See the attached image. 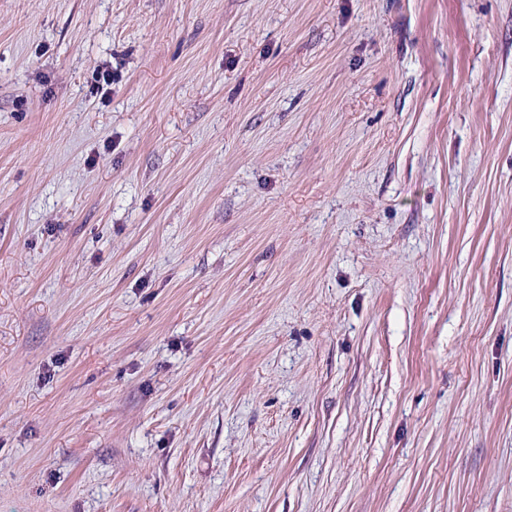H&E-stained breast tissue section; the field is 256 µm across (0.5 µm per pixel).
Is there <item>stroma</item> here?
I'll return each instance as SVG.
<instances>
[{
    "label": "stroma",
    "instance_id": "obj_1",
    "mask_svg": "<svg viewBox=\"0 0 512 512\" xmlns=\"http://www.w3.org/2000/svg\"><path fill=\"white\" fill-rule=\"evenodd\" d=\"M0 512H512V0H0Z\"/></svg>",
    "mask_w": 512,
    "mask_h": 512
}]
</instances>
